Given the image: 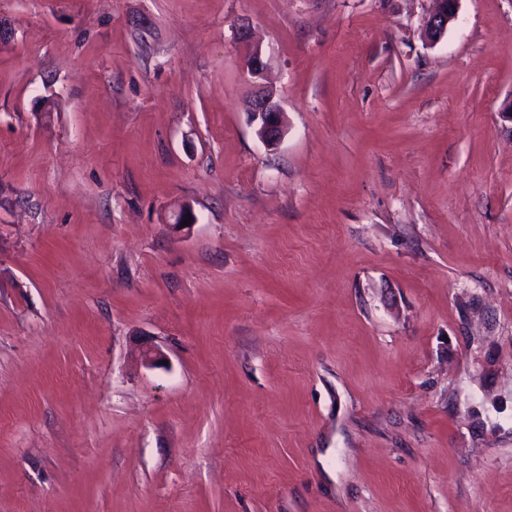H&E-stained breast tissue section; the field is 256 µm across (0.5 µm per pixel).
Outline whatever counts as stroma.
Returning <instances> with one entry per match:
<instances>
[{"label": "stroma", "instance_id": "1", "mask_svg": "<svg viewBox=\"0 0 512 512\" xmlns=\"http://www.w3.org/2000/svg\"><path fill=\"white\" fill-rule=\"evenodd\" d=\"M433 6L0 0V512H512V0ZM435 10L425 21V32L429 42L436 43L447 32L448 27L455 21L457 5L460 0H434ZM250 116L258 123L257 134L267 146H273L284 135V111L276 100V93L259 86L252 98Z\"/></svg>", "mask_w": 512, "mask_h": 512}]
</instances>
